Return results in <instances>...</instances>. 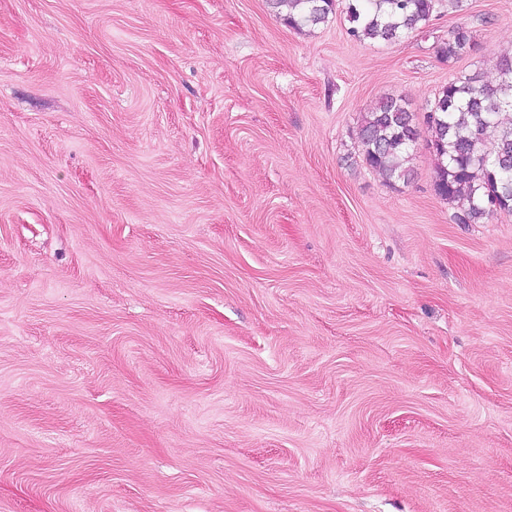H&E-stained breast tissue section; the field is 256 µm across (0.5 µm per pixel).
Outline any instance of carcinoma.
<instances>
[{
  "label": "carcinoma",
  "instance_id": "1",
  "mask_svg": "<svg viewBox=\"0 0 512 512\" xmlns=\"http://www.w3.org/2000/svg\"><path fill=\"white\" fill-rule=\"evenodd\" d=\"M445 1L454 11L462 8L463 0H346L349 33L363 40L399 41L426 28ZM269 5L300 30L325 22L336 0H269ZM472 45V30L457 26L438 54L451 63ZM495 68L493 83L476 74L448 80L427 116V143L439 159L435 190L464 224H480L497 210L512 214V122L504 121L512 112V54H500ZM419 137L406 100L389 96L361 122L363 160L388 182L407 183L410 151Z\"/></svg>",
  "mask_w": 512,
  "mask_h": 512
}]
</instances>
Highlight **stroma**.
<instances>
[{
  "label": "stroma",
  "instance_id": "obj_1",
  "mask_svg": "<svg viewBox=\"0 0 512 512\" xmlns=\"http://www.w3.org/2000/svg\"><path fill=\"white\" fill-rule=\"evenodd\" d=\"M348 27L0 0V512H512V215L358 141L494 80L512 0ZM473 45V33L466 26H456L450 31L448 40L439 46L438 54L444 62H454L467 54ZM419 137L420 130L406 100L402 96L386 97L361 122L359 143L363 160L389 183H407L412 178V169L407 166L410 151Z\"/></svg>",
  "mask_w": 512,
  "mask_h": 512
}]
</instances>
